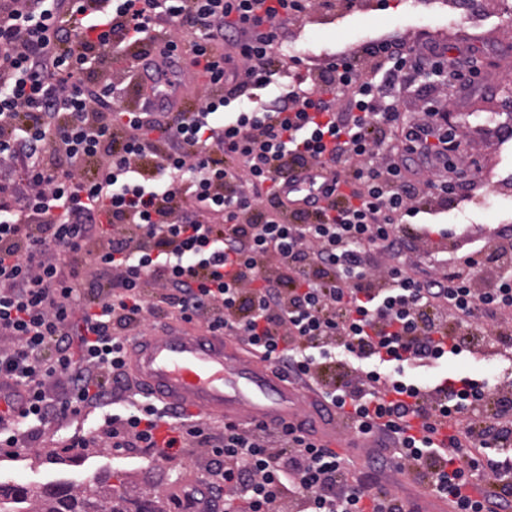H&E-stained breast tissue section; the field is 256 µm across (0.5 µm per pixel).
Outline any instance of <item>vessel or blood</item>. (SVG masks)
I'll return each instance as SVG.
<instances>
[{
	"instance_id": "1",
	"label": "vessel or blood",
	"mask_w": 512,
	"mask_h": 512,
	"mask_svg": "<svg viewBox=\"0 0 512 512\" xmlns=\"http://www.w3.org/2000/svg\"><path fill=\"white\" fill-rule=\"evenodd\" d=\"M331 184L330 174L317 170L283 190L300 206L323 197ZM130 368L147 397L228 423L295 427L304 418L305 405L317 400L315 393L289 384L270 363L248 357L231 338L189 325L161 323L151 333L134 337ZM24 407L20 390L0 386V416L16 418Z\"/></svg>"
}]
</instances>
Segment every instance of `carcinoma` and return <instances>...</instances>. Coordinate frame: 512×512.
I'll use <instances>...</instances> for the list:
<instances>
[{"instance_id":"cac0c4a2","label":"carcinoma","mask_w":512,"mask_h":512,"mask_svg":"<svg viewBox=\"0 0 512 512\" xmlns=\"http://www.w3.org/2000/svg\"><path fill=\"white\" fill-rule=\"evenodd\" d=\"M0 512H163L141 502L130 510L123 485L62 482L31 488L0 483Z\"/></svg>"}]
</instances>
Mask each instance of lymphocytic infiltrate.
Returning a JSON list of instances; mask_svg holds the SVG:
<instances>
[{"mask_svg":"<svg viewBox=\"0 0 512 512\" xmlns=\"http://www.w3.org/2000/svg\"><path fill=\"white\" fill-rule=\"evenodd\" d=\"M335 6L0 0V380L28 399L1 448L98 410L65 451L201 452L224 512H417L387 471L455 512H512V225L444 221L483 187L448 121L481 69L395 31L284 54ZM196 66L211 78L189 108L162 82ZM318 168L340 192L290 207L282 184ZM174 319L317 389L372 441L366 474L305 422L115 409L127 336ZM478 354L503 364L454 370Z\"/></svg>","mask_w":512,"mask_h":512,"instance_id":"obj_1","label":"lymphocytic infiltrate"}]
</instances>
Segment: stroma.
<instances>
[{
  "mask_svg": "<svg viewBox=\"0 0 512 512\" xmlns=\"http://www.w3.org/2000/svg\"><path fill=\"white\" fill-rule=\"evenodd\" d=\"M377 0H360L354 9L337 5L330 14H315L296 29L295 48L314 61H322L334 49L362 43L367 38L399 30L412 43L432 39L446 41L449 49L469 51L482 69V85L448 107V120L464 137L463 159L484 181V198L451 212L479 224L512 220V24H503L504 0H485L481 16L464 24L452 23L457 0H391L388 9ZM11 473L13 481L34 486L63 481H83L101 475L110 483H123L130 498L159 499L165 512H174L172 498L181 488L196 484L203 472L198 456L161 464L140 448L115 453L109 448L65 452L41 438L31 448L10 455L0 453V474Z\"/></svg>",
  "mask_w": 512,
  "mask_h": 512,
  "instance_id": "stroma-1",
  "label": "stroma"
}]
</instances>
